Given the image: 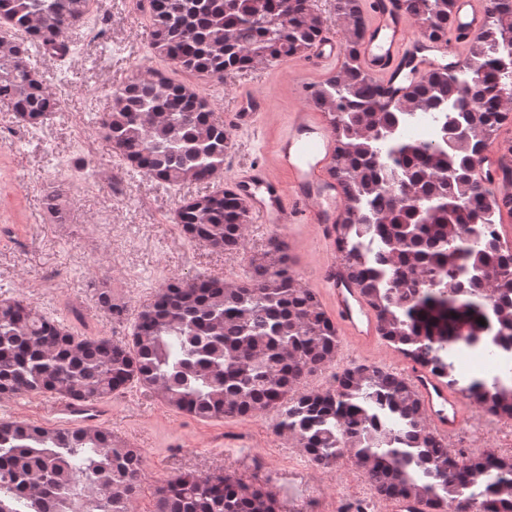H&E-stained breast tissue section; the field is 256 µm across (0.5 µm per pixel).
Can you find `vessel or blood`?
Returning a JSON list of instances; mask_svg holds the SVG:
<instances>
[{
  "mask_svg": "<svg viewBox=\"0 0 512 512\" xmlns=\"http://www.w3.org/2000/svg\"><path fill=\"white\" fill-rule=\"evenodd\" d=\"M486 8L481 0H453L447 38L430 39L411 31L403 0H369L368 25L358 47L363 69L375 78L391 99L405 97L424 76L462 66L465 47L483 30ZM344 56V44L334 28H324L309 47L303 68L309 73L333 69ZM269 109L266 97L241 92L230 112L227 126H254ZM336 150L329 124L305 105L288 114V131L274 144L276 170L256 163L235 171L227 182L230 191L244 200L261 223L284 230L311 225L321 243L333 242L335 226L343 217L342 192L328 169ZM477 182L491 188L499 209L512 213V151L493 147L472 164ZM321 279L330 293V308L342 332V360L361 357L370 350L386 351L378 320L360 288L350 279L342 262L329 259ZM416 393L429 423L438 436L456 441L471 417L468 400L452 386L447 376L429 368L403 365L399 368ZM108 403H80L51 397L40 412L43 422L86 426L109 419Z\"/></svg>",
  "mask_w": 512,
  "mask_h": 512,
  "instance_id": "1",
  "label": "vessel or blood"
}]
</instances>
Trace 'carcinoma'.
Segmentation results:
<instances>
[{"label":"carcinoma","instance_id":"obj_1","mask_svg":"<svg viewBox=\"0 0 512 512\" xmlns=\"http://www.w3.org/2000/svg\"><path fill=\"white\" fill-rule=\"evenodd\" d=\"M93 0H0V103L17 121L38 125L56 94L32 66L36 53L63 56L65 33ZM453 0H404L418 31L448 37ZM150 47L192 77L270 66L306 53L327 25L314 0H147ZM345 44L338 71L310 87L307 101L332 124L331 175L345 218L336 249L349 277L375 309L381 336L414 363L449 376L471 403L512 417V365L489 378L452 377L454 359L478 344L512 342V247L477 241L471 225L496 223L490 190L472 180L476 149L512 112V0H488L484 30L455 71L423 78L392 100L362 68L363 0H336ZM461 112L448 122V149L394 136L395 113L435 120L438 104ZM125 167L168 185L217 180L229 137L224 121L191 83L149 70L121 86L95 115ZM186 240L214 252L245 247L246 204L219 183L183 200L176 212ZM100 305L120 316L112 288L94 281ZM17 298L0 300V397L53 395L103 400L132 386L201 421L274 415L275 429L319 468L349 458L370 495L423 498L432 512H512V456L457 455L427 426L403 376L376 363L353 364L330 387L306 380L331 368L339 337L318 296L291 267L287 244L268 239L239 279L179 276L138 312L130 338L79 336L70 323ZM140 449L99 426L47 429L0 422V512H129L142 483ZM277 500L232 475L187 473L157 490L156 512H275Z\"/></svg>","mask_w":512,"mask_h":512}]
</instances>
